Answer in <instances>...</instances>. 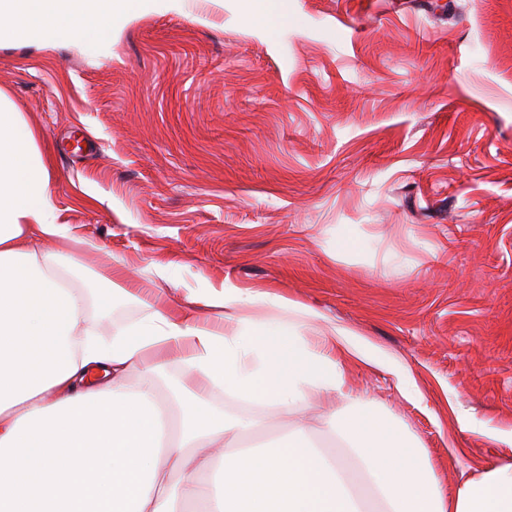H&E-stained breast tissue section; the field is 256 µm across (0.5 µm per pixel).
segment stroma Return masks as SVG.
Listing matches in <instances>:
<instances>
[{
  "label": "stroma",
  "mask_w": 512,
  "mask_h": 512,
  "mask_svg": "<svg viewBox=\"0 0 512 512\" xmlns=\"http://www.w3.org/2000/svg\"><path fill=\"white\" fill-rule=\"evenodd\" d=\"M0 92L103 336L142 315L119 270L164 305L267 295L235 320H286L283 296L407 369L346 375L449 492L512 462V0H282L262 29L244 0H154L108 40L0 41ZM209 401L273 428L323 413Z\"/></svg>",
  "instance_id": "35a3bbf8"
}]
</instances>
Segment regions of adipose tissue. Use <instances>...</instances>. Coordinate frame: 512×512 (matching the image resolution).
Returning <instances> with one entry per match:
<instances>
[{
	"label": "adipose tissue",
	"mask_w": 512,
	"mask_h": 512,
	"mask_svg": "<svg viewBox=\"0 0 512 512\" xmlns=\"http://www.w3.org/2000/svg\"><path fill=\"white\" fill-rule=\"evenodd\" d=\"M76 2L0 0V39H76ZM50 188L34 132L0 94V512H247L246 464L287 476L268 489L274 512H512V464L448 495L420 441L347 385L346 362L388 370L391 359L296 301L278 300L288 321L230 331L205 314L248 302L232 285L175 313L145 298L136 322L104 338L72 284V257L39 247L68 235ZM171 357L188 385L166 398L158 381ZM202 389L330 409L321 435L262 434Z\"/></svg>",
	"instance_id": "adipose-tissue-1"
}]
</instances>
